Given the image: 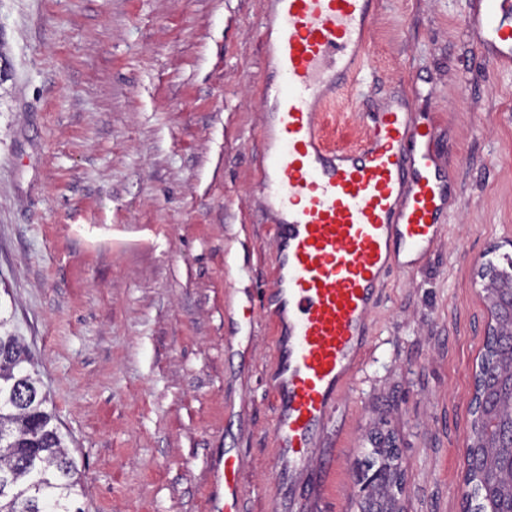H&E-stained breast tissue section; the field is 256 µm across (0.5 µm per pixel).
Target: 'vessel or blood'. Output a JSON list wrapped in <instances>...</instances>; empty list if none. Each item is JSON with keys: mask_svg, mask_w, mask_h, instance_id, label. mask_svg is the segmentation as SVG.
Returning a JSON list of instances; mask_svg holds the SVG:
<instances>
[{"mask_svg": "<svg viewBox=\"0 0 512 512\" xmlns=\"http://www.w3.org/2000/svg\"><path fill=\"white\" fill-rule=\"evenodd\" d=\"M376 0H268L260 31L269 105L261 132L259 193L275 226L278 275L261 297L276 318L272 430L277 477L309 494L335 463L309 459L361 370L370 316L393 271L426 265L446 233L455 178L431 113L412 84L366 115L363 144L324 138L322 108L354 90ZM466 24L485 55L512 67V0H472ZM224 512H241L234 460L214 466Z\"/></svg>", "mask_w": 512, "mask_h": 512, "instance_id": "vessel-or-blood-1", "label": "vessel or blood"}]
</instances>
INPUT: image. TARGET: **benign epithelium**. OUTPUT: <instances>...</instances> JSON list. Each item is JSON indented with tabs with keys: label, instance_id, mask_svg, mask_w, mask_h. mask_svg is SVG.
<instances>
[{
	"label": "benign epithelium",
	"instance_id": "7a95c632",
	"mask_svg": "<svg viewBox=\"0 0 512 512\" xmlns=\"http://www.w3.org/2000/svg\"><path fill=\"white\" fill-rule=\"evenodd\" d=\"M487 325L484 354L474 377L472 420L466 438L465 468L476 473L482 507L476 512H512V265L478 282ZM364 506L375 512H402L404 483L399 459L391 473L356 475Z\"/></svg>",
	"mask_w": 512,
	"mask_h": 512
}]
</instances>
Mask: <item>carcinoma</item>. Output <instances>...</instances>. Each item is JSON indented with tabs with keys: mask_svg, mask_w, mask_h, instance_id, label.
Returning <instances> with one entry per match:
<instances>
[{
	"mask_svg": "<svg viewBox=\"0 0 512 512\" xmlns=\"http://www.w3.org/2000/svg\"><path fill=\"white\" fill-rule=\"evenodd\" d=\"M47 403L24 338L0 316V512H83L80 470Z\"/></svg>",
	"mask_w": 512,
	"mask_h": 512,
	"instance_id": "carcinoma-1",
	"label": "carcinoma"
}]
</instances>
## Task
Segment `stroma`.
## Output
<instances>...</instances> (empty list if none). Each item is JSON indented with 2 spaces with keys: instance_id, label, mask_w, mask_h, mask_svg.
<instances>
[{
  "instance_id": "obj_1",
  "label": "stroma",
  "mask_w": 512,
  "mask_h": 512,
  "mask_svg": "<svg viewBox=\"0 0 512 512\" xmlns=\"http://www.w3.org/2000/svg\"><path fill=\"white\" fill-rule=\"evenodd\" d=\"M378 2L329 137L360 144L374 103L427 80L458 191L428 267L382 289L321 442L336 456L324 495L292 502L273 469L260 295L277 264L257 191L264 0H0V308L37 363L84 512H214L227 452L242 512H361L351 472L379 445L400 459L402 512H462L475 283L512 259V70L465 27L471 0Z\"/></svg>"
}]
</instances>
